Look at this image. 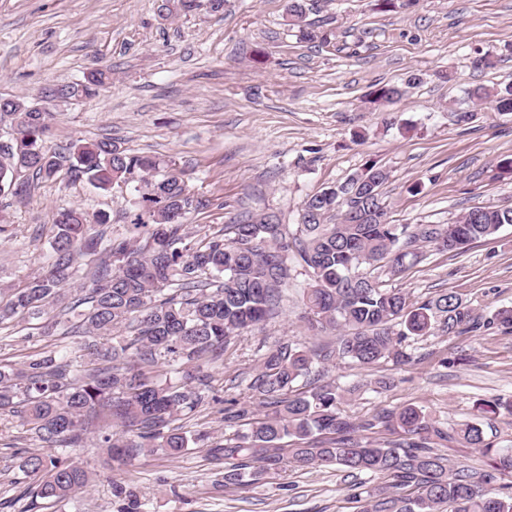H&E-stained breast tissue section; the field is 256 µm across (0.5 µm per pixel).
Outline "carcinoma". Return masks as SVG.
Listing matches in <instances>:
<instances>
[{"label": "carcinoma", "instance_id": "cac0c4a2", "mask_svg": "<svg viewBox=\"0 0 512 512\" xmlns=\"http://www.w3.org/2000/svg\"><path fill=\"white\" fill-rule=\"evenodd\" d=\"M197 8V0H159L170 18ZM305 0H289L288 25L301 39L328 44L326 34L304 24ZM112 70L96 68L62 87L68 100L96 97L109 84ZM420 82L410 76L406 87L384 85L374 101L391 102ZM472 96L490 99L499 112H512V84L479 87ZM52 113L35 99L0 98V122L10 125V146L0 148V196L27 191L21 174L48 181L63 156L46 142ZM71 171L97 189L115 186L133 190L130 224L134 240L106 237L98 227L108 223L104 212L62 208L50 241L51 267L28 279L0 301V324L39 318L56 308H73L67 288L72 267L87 259L86 282L79 291L88 304L75 336L105 338L123 334L116 343L86 344V359L74 362L46 350L20 365L0 364V414H19L50 448H72L90 425L98 428L99 447L112 460L126 462L156 450L181 456L204 435H187L178 425L207 398L200 367L224 360L231 337L260 328L282 305L281 287L290 260L311 270L303 293L313 313L311 327L336 332L335 339L314 348L283 341L261 360L251 389L268 400L271 410L247 433L215 448L224 458V481L248 487L279 470L284 452L298 468L336 466L391 480V487L409 489L398 495L388 487L366 491L363 512H512V495L492 487L512 478V448H499L478 422L443 430L416 407L383 410L361 423L341 409L352 389L336 383L306 391L296 384L315 367L333 360L370 367L382 360L409 362L404 342L437 329L445 334L475 331L481 323L454 292L413 302L402 291L383 287L379 269L392 278L406 268V258L431 247L460 253L474 241L491 240L512 225V207H473L451 224H393L380 193L387 173L369 163L360 180L378 190L371 195L343 197L342 185L328 186L306 198L295 232L288 233L277 213L248 215L210 233L200 226L185 229L186 215L202 202L175 170L159 173L160 162L101 139L73 146ZM179 376L174 382L161 367ZM375 428L400 429V443L363 441L355 434ZM136 431L126 443L121 433ZM457 440L491 459L488 470L451 467L448 458L425 445L429 435ZM294 447L286 449L283 440ZM20 469L38 478L36 497L68 502L89 483L88 472L60 458L31 452Z\"/></svg>", "mask_w": 512, "mask_h": 512}]
</instances>
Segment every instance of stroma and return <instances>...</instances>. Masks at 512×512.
Instances as JSON below:
<instances>
[{
	"mask_svg": "<svg viewBox=\"0 0 512 512\" xmlns=\"http://www.w3.org/2000/svg\"><path fill=\"white\" fill-rule=\"evenodd\" d=\"M288 0H230L223 14L206 8L173 20L158 0H0V97H37L51 84L108 67L112 81L92 100L52 106L48 144L69 154L78 142L112 138L131 152L175 161L203 205L190 227L223 231L246 213L273 210L296 226L305 198L382 166L389 216L396 224H445L474 206L512 205V113L470 99V89L512 80V0H415L383 8L377 0H306V21L329 45L301 41L287 25ZM493 65H477L482 55ZM421 82L377 105L373 90ZM468 112L458 121L459 112ZM130 192L101 191L61 167L30 195L0 196V288H16L46 270L55 212L80 207L110 215L112 236L129 234ZM310 281L295 265L279 315L233 337L223 362L204 369L207 402L182 417L184 431L205 439L184 455L163 452L122 464L92 441L63 449L90 473L88 488L44 512H363V489L381 485L368 473L290 465L258 483L224 481L214 447L248 431L265 406L250 390L263 354L283 341L312 346L300 299ZM387 287L424 301L457 293L484 319L458 336L409 338V364L361 368L326 365L320 379L352 388L341 405L354 421L384 408L412 405L441 427L491 425L498 447L512 448V328L491 323L512 307V226L460 254L424 249ZM43 320L0 326V362L46 350L82 359L83 343L63 327L44 334ZM390 387H382V380ZM249 403L228 424L225 409ZM44 444L20 417H0V512H33L34 478L19 464Z\"/></svg>",
	"mask_w": 512,
	"mask_h": 512,
	"instance_id": "stroma-1",
	"label": "stroma"
}]
</instances>
